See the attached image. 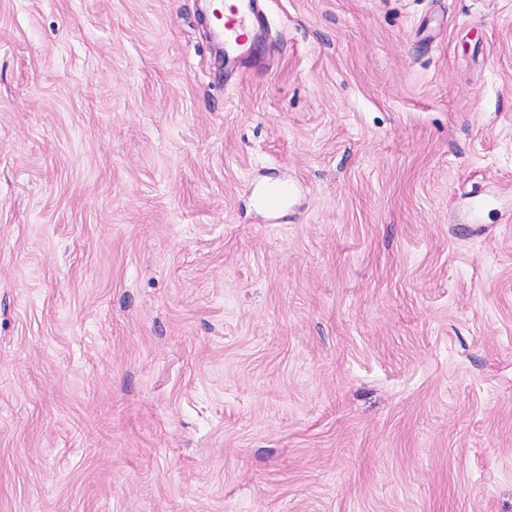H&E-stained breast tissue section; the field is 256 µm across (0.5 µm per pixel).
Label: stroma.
I'll return each instance as SVG.
<instances>
[{
    "label": "stroma",
    "instance_id": "1",
    "mask_svg": "<svg viewBox=\"0 0 512 512\" xmlns=\"http://www.w3.org/2000/svg\"><path fill=\"white\" fill-rule=\"evenodd\" d=\"M214 2L0 0V512H512V0ZM228 1L230 3L224 5V43L236 44L241 42L252 24L255 0Z\"/></svg>",
    "mask_w": 512,
    "mask_h": 512
}]
</instances>
